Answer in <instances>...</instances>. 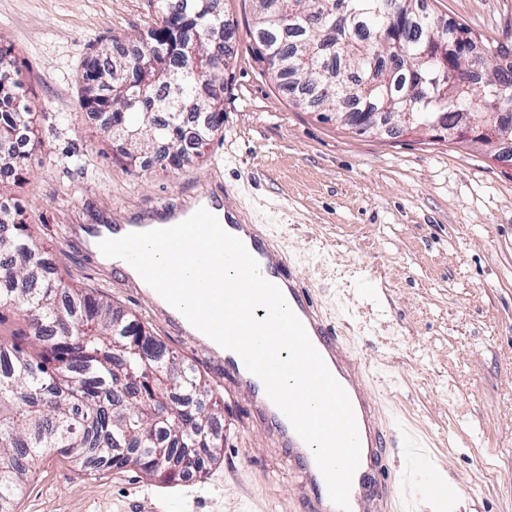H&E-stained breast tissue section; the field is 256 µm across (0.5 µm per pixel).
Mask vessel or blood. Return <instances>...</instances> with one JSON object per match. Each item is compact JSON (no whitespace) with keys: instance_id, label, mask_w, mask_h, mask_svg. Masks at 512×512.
Masks as SVG:
<instances>
[{"instance_id":"b4317fda","label":"vessel or blood","mask_w":512,"mask_h":512,"mask_svg":"<svg viewBox=\"0 0 512 512\" xmlns=\"http://www.w3.org/2000/svg\"><path fill=\"white\" fill-rule=\"evenodd\" d=\"M206 208L229 234L239 238L257 261L261 275L279 287L289 307L303 324L312 344L351 401L359 432L361 458L349 495L351 512H385L398 492L395 481L384 475L389 426L378 403L367 391L366 367L344 349V342L322 312L312 291L296 275L292 262L277 247L262 224L247 223L242 211L229 201V191L215 186L201 192L193 203L161 204L149 211L108 222L88 225L91 243L117 239L133 232L167 228ZM224 374L229 389L246 394L267 433L287 448L288 460L302 473L305 482L303 512H338L329 497L326 481L308 445L297 435L285 414L269 399L262 381L251 374L241 357L223 350Z\"/></svg>"}]
</instances>
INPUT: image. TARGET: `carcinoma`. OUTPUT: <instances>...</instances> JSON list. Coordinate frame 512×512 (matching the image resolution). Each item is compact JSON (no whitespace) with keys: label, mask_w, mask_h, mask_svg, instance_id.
<instances>
[{"label":"carcinoma","mask_w":512,"mask_h":512,"mask_svg":"<svg viewBox=\"0 0 512 512\" xmlns=\"http://www.w3.org/2000/svg\"><path fill=\"white\" fill-rule=\"evenodd\" d=\"M156 19L132 57L105 49L81 74L83 104L106 112L104 128L129 165L154 157L179 169L224 126V83L206 80L228 55L235 26L213 0H153ZM262 59L278 60L303 98L334 113L409 112L411 127L454 128L464 112L492 111L512 94V55L464 23L441 22L423 0H254ZM485 57L466 88L442 68L458 35ZM11 50L0 47V142L34 138L32 112ZM28 152H0V186L16 181ZM0 309L29 319V345L0 341V509L53 453L79 468L128 465L169 480L190 454L198 471L215 457L216 406L206 380L109 302L66 288L43 267L42 249L0 199Z\"/></svg>","instance_id":"1"}]
</instances>
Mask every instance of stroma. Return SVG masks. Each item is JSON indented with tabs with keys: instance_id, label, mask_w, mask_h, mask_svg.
<instances>
[{
	"instance_id": "stroma-1",
	"label": "stroma",
	"mask_w": 512,
	"mask_h": 512,
	"mask_svg": "<svg viewBox=\"0 0 512 512\" xmlns=\"http://www.w3.org/2000/svg\"><path fill=\"white\" fill-rule=\"evenodd\" d=\"M438 19L512 44V0H425ZM237 26L224 72V126L181 169L124 166L81 107L79 76L98 48L146 31L151 0H0V46L22 71L44 140L9 192L58 279L132 314L223 402L224 447L206 470L166 483L127 466L78 471L50 455L14 512H302L299 472L250 402L225 388L224 362L116 284L82 225L222 184L267 225L312 288L391 430L387 512H512V165L434 132L359 134L296 105L257 52L252 0H218ZM83 155L84 165L71 163ZM474 484L429 496L428 474Z\"/></svg>"
}]
</instances>
